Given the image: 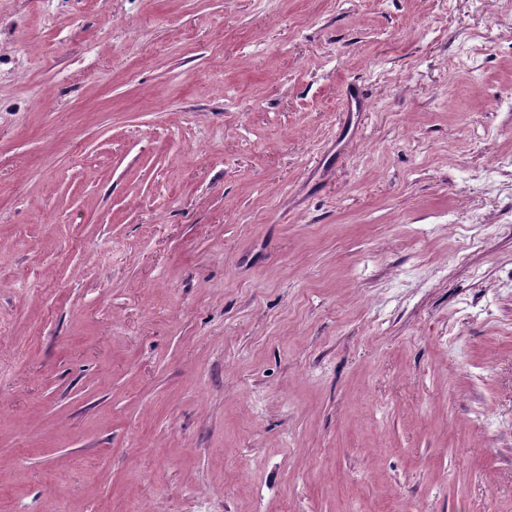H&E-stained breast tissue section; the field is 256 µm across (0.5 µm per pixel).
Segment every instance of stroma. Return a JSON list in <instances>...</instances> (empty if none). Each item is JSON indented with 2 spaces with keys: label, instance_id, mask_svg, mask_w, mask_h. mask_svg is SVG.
<instances>
[{
  "label": "stroma",
  "instance_id": "obj_1",
  "mask_svg": "<svg viewBox=\"0 0 512 512\" xmlns=\"http://www.w3.org/2000/svg\"><path fill=\"white\" fill-rule=\"evenodd\" d=\"M508 99L512 0H0V512H512Z\"/></svg>",
  "mask_w": 512,
  "mask_h": 512
}]
</instances>
